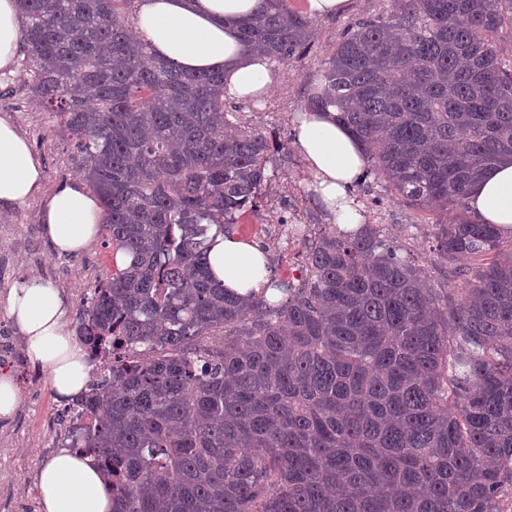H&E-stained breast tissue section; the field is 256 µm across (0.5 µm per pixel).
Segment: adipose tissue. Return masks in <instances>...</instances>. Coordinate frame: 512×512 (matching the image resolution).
Instances as JSON below:
<instances>
[{"label": "adipose tissue", "mask_w": 512, "mask_h": 512, "mask_svg": "<svg viewBox=\"0 0 512 512\" xmlns=\"http://www.w3.org/2000/svg\"><path fill=\"white\" fill-rule=\"evenodd\" d=\"M258 0H134L137 35L157 58L184 71L223 70L224 98L250 101L268 96L276 75L261 51L239 37L241 22ZM16 0H0V70L20 48ZM295 143L306 158L313 184L334 224L355 230L363 217L348 189L361 179L366 160L358 141L332 112H304L296 120ZM43 169L16 124L0 117V210L40 198V221L53 250L76 254L98 236L103 220L99 199L75 180L45 193ZM478 222L512 235V162L499 164L468 195ZM208 262L216 282L239 295L261 292L270 281L268 253L259 244L227 231L213 235ZM7 312L25 341L32 365L45 371L56 400L69 402L86 389L87 354L69 326L64 293L37 278L15 282ZM36 488L42 512H112V486L94 457L62 448L39 467Z\"/></svg>", "instance_id": "obj_1"}]
</instances>
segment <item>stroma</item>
Listing matches in <instances>:
<instances>
[{
	"instance_id": "1",
	"label": "stroma",
	"mask_w": 512,
	"mask_h": 512,
	"mask_svg": "<svg viewBox=\"0 0 512 512\" xmlns=\"http://www.w3.org/2000/svg\"><path fill=\"white\" fill-rule=\"evenodd\" d=\"M388 0H350L340 15L316 19L312 48L304 57L277 67L275 90L258 102H243L237 114L240 128L258 129L276 140L280 149L270 164L274 176L264 190L258 211L239 217L238 234L269 248L277 279L300 275L305 266L302 241H287L276 219L297 218L311 231L330 224L326 210L311 194L308 163L294 141L293 126L302 112L312 81L323 59L335 49L352 23L382 13ZM24 58L0 75V116L11 117L27 137L44 171V188L53 191L79 179L75 140L62 120L31 99ZM352 195L368 224L379 225L398 251L429 274L434 288L448 285V266L431 247L436 213L422 212L385 198L374 176L363 177ZM41 202L32 199L0 212V336L9 337L11 352L0 356V369L17 382L21 404L15 416L0 420V512H40L35 475L41 463L65 442L70 420L67 405L56 401L47 378L25 357L24 342L7 313V294L14 282L37 276L62 288L70 306V323L78 325L95 285L113 269L111 249L96 239L81 254H58L39 221Z\"/></svg>"
}]
</instances>
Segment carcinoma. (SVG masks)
Instances as JSON below:
<instances>
[{
    "mask_svg": "<svg viewBox=\"0 0 512 512\" xmlns=\"http://www.w3.org/2000/svg\"><path fill=\"white\" fill-rule=\"evenodd\" d=\"M133 0H20L29 90L75 135L78 171L130 258L94 288L79 341L114 364L72 403L112 512H512V255L471 218L512 158V0H390L349 26L305 110L336 109L367 173L444 216L448 288L372 224L307 237L269 300L212 282L208 240L258 208L271 145L232 132L224 71L154 57ZM313 21L260 0L243 42L287 63ZM219 345L199 341L215 333Z\"/></svg>",
    "mask_w": 512,
    "mask_h": 512,
    "instance_id": "1",
    "label": "carcinoma"
}]
</instances>
